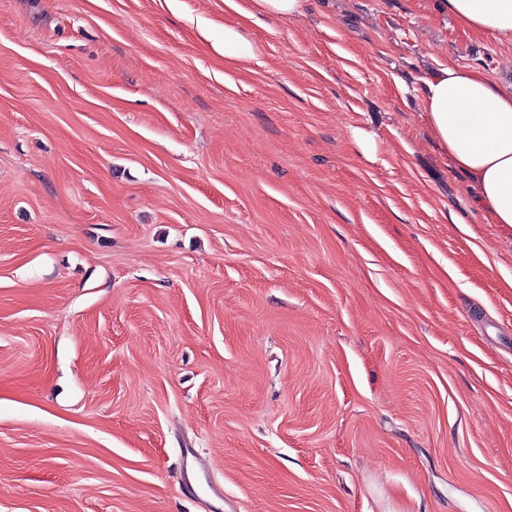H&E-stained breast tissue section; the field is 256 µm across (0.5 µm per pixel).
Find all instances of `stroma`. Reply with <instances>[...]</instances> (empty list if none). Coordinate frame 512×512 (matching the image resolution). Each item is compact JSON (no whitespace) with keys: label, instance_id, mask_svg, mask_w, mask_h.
<instances>
[{"label":"stroma","instance_id":"35a3bbf8","mask_svg":"<svg viewBox=\"0 0 512 512\" xmlns=\"http://www.w3.org/2000/svg\"><path fill=\"white\" fill-rule=\"evenodd\" d=\"M236 2L0 0V512H512V228L421 110L512 48ZM212 46L226 60L247 63L255 58L252 42L235 25H225L223 40L214 41Z\"/></svg>","mask_w":512,"mask_h":512}]
</instances>
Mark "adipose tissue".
Wrapping results in <instances>:
<instances>
[{"mask_svg":"<svg viewBox=\"0 0 512 512\" xmlns=\"http://www.w3.org/2000/svg\"><path fill=\"white\" fill-rule=\"evenodd\" d=\"M466 33L512 46V0H441ZM422 106L439 150L468 178L488 223L512 227V89L448 63L424 81Z\"/></svg>","mask_w":512,"mask_h":512,"instance_id":"1","label":"adipose tissue"}]
</instances>
